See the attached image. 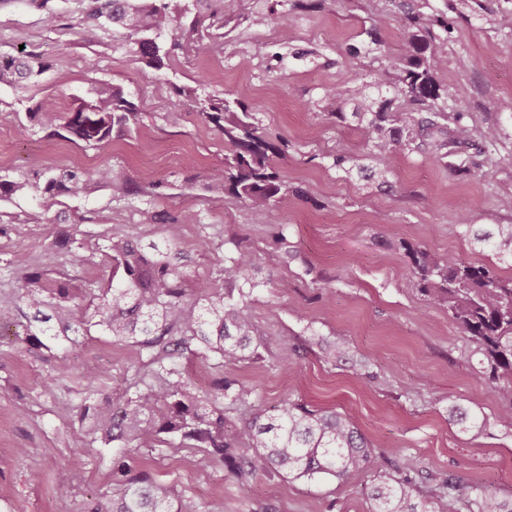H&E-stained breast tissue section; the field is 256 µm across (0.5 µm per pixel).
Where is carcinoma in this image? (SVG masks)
Masks as SVG:
<instances>
[{
    "mask_svg": "<svg viewBox=\"0 0 512 512\" xmlns=\"http://www.w3.org/2000/svg\"><path fill=\"white\" fill-rule=\"evenodd\" d=\"M207 1L211 17L224 21V13L237 7L236 0H88L84 22L92 25L116 24L135 36L140 55L149 66L158 69L163 59L180 50H195L194 35L204 37L196 6ZM391 20L402 28L405 53L384 57L372 71L370 86L355 90L358 101L351 116L356 132L387 165L391 158L409 150L415 140L432 139V153L446 157L458 146L460 133L450 132L438 120L451 115L440 111L448 91L437 81L444 69L448 38L421 24L405 5ZM209 50L224 52V42L208 35ZM47 70L31 54L23 59L0 55V84L19 85L38 78ZM391 90L421 110L434 115L420 119L414 112L391 111L392 100L382 98ZM195 100L202 121L212 125L231 146L224 168L213 171L208 179L214 195H230L269 221H274V205L282 190L288 188L273 158L283 156L288 142L276 145L265 137L262 124L249 106L239 99H199L195 91L179 90ZM134 110L133 103L107 84L95 88L93 97L82 100L71 112H58L51 97L41 99L31 115L47 136L68 134V139L96 147L112 139V131L126 126ZM104 183L116 192L123 190L124 176L110 167L91 173L49 168L32 180L24 175H0V198L17 193L35 192V210L24 223L44 224L48 215L61 205L60 197H86L92 183ZM167 247H141L137 232L107 239L105 260L122 271L118 279H109L99 287L87 283L72 288L70 282L53 280L29 264L22 253L13 263L23 271L19 279L20 303L0 307V326L10 323L16 313L27 308L41 323L52 320L57 331L42 328L27 330L25 341L35 348L44 347L38 338L66 336L69 332L99 331L121 341H131L144 349L160 348L153 362L159 364L161 384L145 391L126 392L109 401L86 405L82 419L88 422L81 436L92 435L120 448H157L161 435L177 436L182 441L208 449L209 455L227 463L229 471L244 482L259 471L273 472L291 479L322 480L334 478L352 484L358 476L377 467L366 438L351 420L338 412L313 410L304 402L285 398L277 413L255 416L230 428L224 406L206 402L194 390L189 379L164 365L168 347H189L195 341L203 353L214 358L216 366L255 357L254 325L245 311L251 292L239 290V299L224 295V279L201 277L190 280L175 262L171 246L178 243L182 224L188 216H162ZM472 244L493 253L501 261L512 262V224H497L490 230L477 229L461 217ZM411 258L416 287L432 305L444 306L448 318L463 339L475 342L483 355L489 378L498 394L509 405L502 408L498 420L512 430V277L505 278L486 265L465 263L452 254L435 256L424 247L400 243ZM254 265L252 252L239 249L232 265L224 273L232 280L249 282ZM218 391L229 404L247 402L253 390L231 381H222ZM463 485L450 476L440 481L439 489L422 491L411 478L383 477L371 491L372 512H431V498L438 501V512H460L458 502ZM475 512H512V501H501L492 494L475 500ZM89 512H183L174 508L169 493L144 474L118 484L112 498L96 503Z\"/></svg>",
    "mask_w": 512,
    "mask_h": 512,
    "instance_id": "obj_1",
    "label": "carcinoma"
}]
</instances>
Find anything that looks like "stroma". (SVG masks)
<instances>
[{
  "label": "stroma",
  "mask_w": 512,
  "mask_h": 512,
  "mask_svg": "<svg viewBox=\"0 0 512 512\" xmlns=\"http://www.w3.org/2000/svg\"><path fill=\"white\" fill-rule=\"evenodd\" d=\"M310 2L238 0L210 72L199 65L202 42L152 69L126 30L83 23V0H50L51 24L46 10L24 0L1 5L0 55L25 50L48 66L38 82L0 86L7 170L70 169L74 157L85 156L93 166L123 170L130 191L118 196L94 186L86 198H65L49 224L18 223L32 196L1 201L0 302L17 297L15 253L52 277L104 280L112 274L101 263L107 238L135 227L145 241L160 240L163 228L145 223L147 209L191 214L177 246L189 274L216 275L214 256L229 258L241 247L255 255L246 312L258 356L218 367L195 349L171 366L203 394L223 379L250 385L249 403L226 411L236 423L274 414L290 393L310 408L336 409L368 437L381 470L351 485L261 472L244 486L206 449L171 436L157 448L82 445V406L156 385L152 351L95 331L30 352L22 327L12 325L0 331V512H87L122 477L143 472L167 486L185 512H370L381 473L424 489L456 475L463 503L484 492L512 501V431L497 422L504 401L475 344L459 337L445 309L426 303L409 256L397 247L404 240L512 276V266L472 246L459 221L465 212L484 229L512 224V0H411L422 20L448 25V67L437 80L449 100L464 102L459 124L470 134L440 160L424 147L405 152L384 182L352 128L348 90L378 65L361 53L370 32L380 36L383 54L403 53L399 27L388 23L392 0ZM261 13L269 24H254ZM99 82L135 105V117L110 143L91 148L48 138L30 119L29 108L44 96H56L66 112ZM180 87L241 99L269 139L287 140L276 164L289 190L275 222L208 191L207 177L223 168L229 148L177 95ZM490 127L499 133L492 144L482 138ZM296 186L303 196L293 194ZM62 233L74 235L87 265L73 267L70 253L53 246ZM339 338L348 349L337 357L330 345ZM62 356L64 373L56 369ZM97 367L104 376L88 379ZM454 406L483 415L485 427L462 430ZM61 486L67 496L58 495Z\"/></svg>",
  "instance_id": "35a3bbf8"
}]
</instances>
